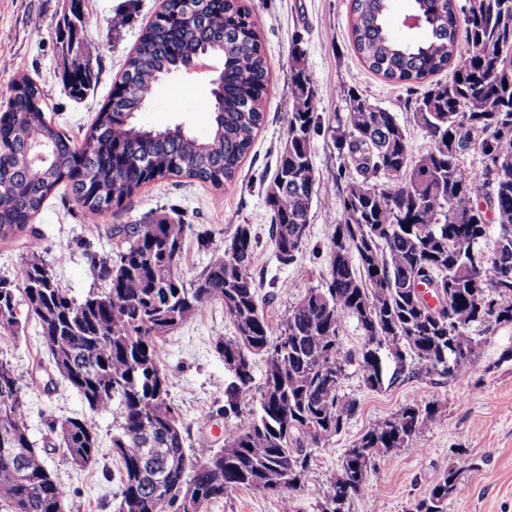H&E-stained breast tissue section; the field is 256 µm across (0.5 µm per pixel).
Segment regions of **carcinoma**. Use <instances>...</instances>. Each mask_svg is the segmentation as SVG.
<instances>
[{
    "label": "carcinoma",
    "mask_w": 512,
    "mask_h": 512,
    "mask_svg": "<svg viewBox=\"0 0 512 512\" xmlns=\"http://www.w3.org/2000/svg\"><path fill=\"white\" fill-rule=\"evenodd\" d=\"M168 14L143 30L112 94L85 142L76 145L46 117L39 86L26 74L14 81L0 117V241L29 231L46 199L59 188L71 192L88 214L119 207L143 185L170 175L222 189L234 181L264 121L268 81L264 47L255 23L239 0H167ZM423 17V38L397 37L390 25L392 0H352L351 36L364 63L396 82H417L451 70L411 106L414 122L431 148L412 154L405 127L382 108L365 111L347 92L349 108L334 145L343 164L360 179L338 170L340 206L326 253L324 285L309 288L279 325L264 311L251 273L256 237L240 224L230 244L186 282L177 273L185 242L184 219L155 211L136 224L114 225L115 255L100 256L80 241L104 288L72 298L33 248L21 280L0 279V329L18 325L23 301L41 328L53 369L77 389L93 411L118 404L119 432L112 447L137 438L151 459L119 455L121 491L117 512H207L210 503L237 488L280 497L304 488L312 449L338 435L355 408L341 395L347 366L356 363L366 385L394 383L380 373L377 355L410 358L419 373L464 378L478 345L468 330L487 322H512V0H410ZM64 20L68 49L77 25ZM464 23L466 49L458 46ZM224 55L222 103L208 102L211 130L199 139L187 130L137 122L144 94L166 75L186 68L191 54ZM293 99L286 141L265 203L271 213L270 240L279 262H295L318 198L311 140L317 131L315 80L300 47L290 60ZM70 93L81 97L89 72L68 74ZM45 149L49 160L33 163ZM483 159L475 180L461 158ZM441 285L445 306L437 310L417 294L420 282ZM21 299H16V296ZM210 301L224 305L235 336L215 347L235 373L216 415L239 422L224 445L185 447L180 414L170 397L162 365L164 338ZM355 322L364 344L355 355L341 346L342 332ZM262 356L266 381L258 400L248 394L249 359ZM8 362L0 360V500L11 512H64L66 490L48 467L26 425V389ZM438 407L408 404L365 431L346 449L341 469L321 512H344L365 484L380 452L412 448ZM71 463L98 462L92 424L69 417L50 426ZM194 487L186 499L157 488V473ZM453 470L425 492L408 512H447L456 485Z\"/></svg>",
    "instance_id": "carcinoma-1"
}]
</instances>
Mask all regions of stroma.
Instances as JSON below:
<instances>
[{
    "mask_svg": "<svg viewBox=\"0 0 512 512\" xmlns=\"http://www.w3.org/2000/svg\"><path fill=\"white\" fill-rule=\"evenodd\" d=\"M241 3L265 47L269 82L265 120L237 181L217 190L207 183L171 176L146 184L121 207L97 216L86 215L72 196L60 191L52 194L32 224L40 232L41 257L73 298L83 299L100 287L77 240H89L99 255H108L113 248L108 228L136 223L156 209L182 215L186 223L178 272L187 281L203 271L212 250L230 242L238 225H251L260 239L252 273L261 285L259 293L272 325L286 318L307 289L324 283L336 209L313 204L307 237L295 264H280L268 235L271 214L265 196L293 106L289 93L293 46L303 50L316 81L320 129L311 150L321 195H337L341 161L332 135L348 110L347 89L396 113L413 154L430 149L429 137L413 122L410 111L415 99L427 90V83L393 84L364 66L350 38L351 0ZM76 8L92 22L80 31L81 51L74 54L63 47L58 30ZM158 8L159 0H0V105L7 104L14 79L27 74L52 107L54 125L75 143H82L108 103L142 28L154 19ZM77 62L88 65L91 77L90 89L79 100L70 98L64 85L67 70ZM209 97L206 80L172 74L155 85L137 118L156 127L180 124L203 138L210 127L198 106ZM17 313L18 329H0V359L29 384L26 424L32 440L44 445L51 438L49 422L68 417L86 418L98 438L94 468L73 465L59 448L46 456L67 491L65 512H116L120 493L119 464L112 448L118 429L116 413L90 410L69 383L48 375V356L37 322L28 316L26 305H19ZM234 334L222 303L215 301L204 304L165 339L162 364L189 445L220 447L236 426L235 420L214 414L232 380L215 340ZM471 334L479 344L474 367L463 379L408 371L394 384L373 390L366 386L358 366L348 367L341 392L355 401V412L338 436L314 449L306 487L294 494L291 512H321L320 504L340 471L345 449L369 427L393 418L404 406L427 402L437 403V420L420 435L416 448L394 449L375 458L347 512H407L451 469L458 478L448 499V512H512V323L478 326ZM208 512H282V503L277 496L239 488L212 503Z\"/></svg>",
    "mask_w": 512,
    "mask_h": 512,
    "instance_id": "35a3bbf8",
    "label": "stroma"
}]
</instances>
